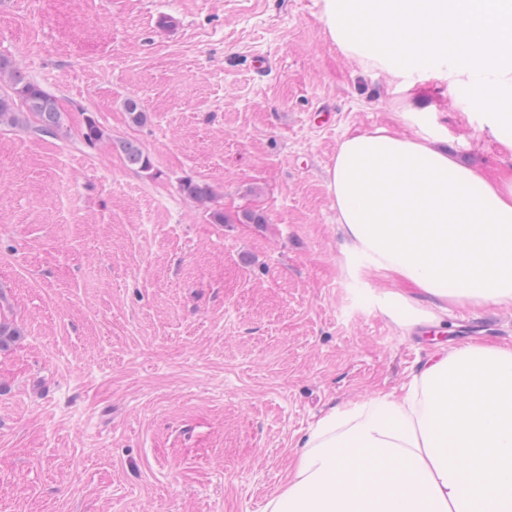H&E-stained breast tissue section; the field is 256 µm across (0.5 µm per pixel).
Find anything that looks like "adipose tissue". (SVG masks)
<instances>
[{
  "mask_svg": "<svg viewBox=\"0 0 512 512\" xmlns=\"http://www.w3.org/2000/svg\"><path fill=\"white\" fill-rule=\"evenodd\" d=\"M328 191L346 251L413 286L385 296L401 324L452 302L512 304V179L378 128L340 144ZM264 512H512V348L468 344L402 395L332 408Z\"/></svg>",
  "mask_w": 512,
  "mask_h": 512,
  "instance_id": "adipose-tissue-1",
  "label": "adipose tissue"
}]
</instances>
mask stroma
Wrapping results in <instances>:
<instances>
[{
    "label": "stroma",
    "instance_id": "obj_1",
    "mask_svg": "<svg viewBox=\"0 0 512 512\" xmlns=\"http://www.w3.org/2000/svg\"><path fill=\"white\" fill-rule=\"evenodd\" d=\"M0 55L64 124L0 129V512H262L332 406L400 393L435 350L512 346V307L402 328L392 282L346 254L345 139L431 133L491 180L512 150L436 83L399 103L315 0H0ZM118 150L127 166L142 172H148L152 169L149 155L137 142L129 139L121 140L118 144Z\"/></svg>",
    "mask_w": 512,
    "mask_h": 512
}]
</instances>
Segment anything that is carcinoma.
I'll list each match as a JSON object with an SVG mask.
<instances>
[{
	"label": "carcinoma",
	"instance_id": "1",
	"mask_svg": "<svg viewBox=\"0 0 512 512\" xmlns=\"http://www.w3.org/2000/svg\"><path fill=\"white\" fill-rule=\"evenodd\" d=\"M0 127L32 128L41 133L54 134L62 128V114L56 98L40 85L32 82L14 66L13 62L0 56ZM125 110L130 121L139 125L146 120L143 105L136 99L125 101ZM83 140L94 144L106 136L105 129L94 117L85 120L81 131ZM118 150L127 166L142 172L152 169L149 155L135 141L125 139L119 142ZM182 192L201 204H209L215 198L212 187L204 182L186 179L181 183Z\"/></svg>",
	"mask_w": 512,
	"mask_h": 512
}]
</instances>
